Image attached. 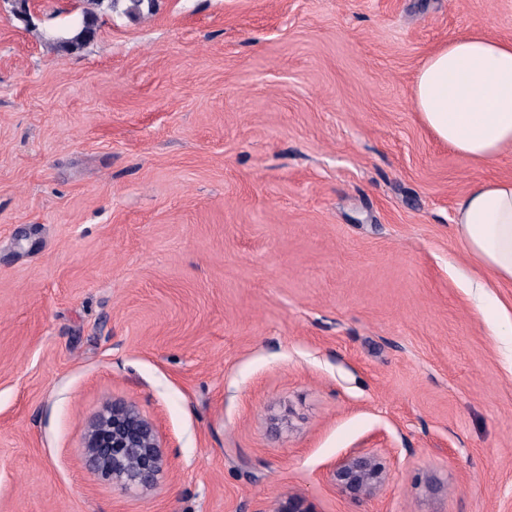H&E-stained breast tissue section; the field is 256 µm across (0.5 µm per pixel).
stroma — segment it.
I'll return each mask as SVG.
<instances>
[{
    "label": "stroma",
    "mask_w": 512,
    "mask_h": 512,
    "mask_svg": "<svg viewBox=\"0 0 512 512\" xmlns=\"http://www.w3.org/2000/svg\"><path fill=\"white\" fill-rule=\"evenodd\" d=\"M82 6L0 0V512H512V283L452 222L512 157L412 106L512 0H156L68 55ZM115 402L159 430L152 489L82 453ZM359 449L388 479L355 502ZM387 478L384 459L370 452H360L341 459L329 475L336 490L355 502L372 496Z\"/></svg>",
    "instance_id": "stroma-1"
}]
</instances>
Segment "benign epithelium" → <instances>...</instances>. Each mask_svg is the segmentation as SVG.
Instances as JSON below:
<instances>
[{
    "label": "benign epithelium",
    "mask_w": 512,
    "mask_h": 512,
    "mask_svg": "<svg viewBox=\"0 0 512 512\" xmlns=\"http://www.w3.org/2000/svg\"><path fill=\"white\" fill-rule=\"evenodd\" d=\"M85 457L103 479L125 489L153 488L168 466L154 424L132 405L115 402L88 426ZM384 459L360 452L336 463L329 479L338 492L355 502L370 496L386 482Z\"/></svg>",
    "instance_id": "7a95c632"
}]
</instances>
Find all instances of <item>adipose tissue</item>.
<instances>
[{
	"label": "adipose tissue",
	"instance_id": "adipose-tissue-1",
	"mask_svg": "<svg viewBox=\"0 0 512 512\" xmlns=\"http://www.w3.org/2000/svg\"><path fill=\"white\" fill-rule=\"evenodd\" d=\"M412 101L455 153L488 163L512 152V41L478 31L450 37L418 67ZM453 224L467 252L512 283V177L475 182L458 197Z\"/></svg>",
	"mask_w": 512,
	"mask_h": 512
}]
</instances>
